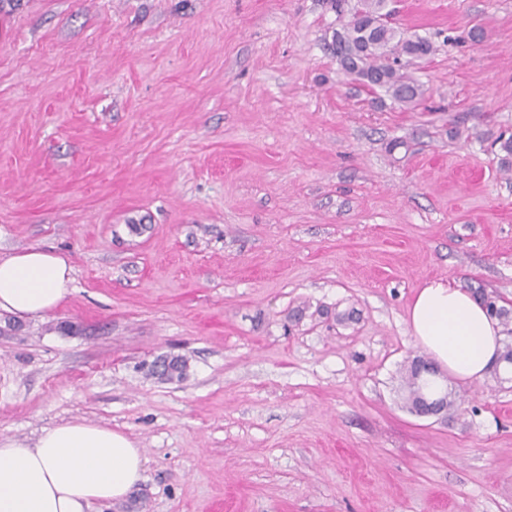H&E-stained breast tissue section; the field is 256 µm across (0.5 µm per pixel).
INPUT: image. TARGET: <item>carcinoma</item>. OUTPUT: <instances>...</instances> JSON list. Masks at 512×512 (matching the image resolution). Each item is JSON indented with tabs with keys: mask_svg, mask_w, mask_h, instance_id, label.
<instances>
[{
	"mask_svg": "<svg viewBox=\"0 0 512 512\" xmlns=\"http://www.w3.org/2000/svg\"><path fill=\"white\" fill-rule=\"evenodd\" d=\"M387 0H356L350 8V20L333 33L336 58L343 70L363 81L371 89H383L401 103H414L423 97L422 85L402 72L400 57L423 59L435 51L425 37L407 35L389 21ZM477 297L488 312L502 323L512 321V312L497 305L496 297L481 290ZM188 370L187 359L172 357L171 369L161 374L166 380L183 379ZM407 405L417 402L423 392L431 390V382L420 383L415 362L405 369Z\"/></svg>",
	"mask_w": 512,
	"mask_h": 512,
	"instance_id": "carcinoma-1",
	"label": "carcinoma"
}]
</instances>
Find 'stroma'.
Listing matches in <instances>:
<instances>
[{"label":"stroma","mask_w":512,"mask_h":512,"mask_svg":"<svg viewBox=\"0 0 512 512\" xmlns=\"http://www.w3.org/2000/svg\"><path fill=\"white\" fill-rule=\"evenodd\" d=\"M393 8L414 104L342 69L330 0H0V256L73 267L0 311V437L132 439L94 512H512V364L439 419L401 381L425 282L512 309V0ZM72 273L66 257L37 247L0 257V310L31 319L57 309L70 293Z\"/></svg>","instance_id":"obj_1"}]
</instances>
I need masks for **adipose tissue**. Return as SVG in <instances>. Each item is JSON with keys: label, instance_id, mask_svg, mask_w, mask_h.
Listing matches in <instances>:
<instances>
[{"label": "adipose tissue", "instance_id": "ef3b65f1", "mask_svg": "<svg viewBox=\"0 0 512 512\" xmlns=\"http://www.w3.org/2000/svg\"><path fill=\"white\" fill-rule=\"evenodd\" d=\"M72 273L66 257L37 247L0 257V310L31 319L57 309ZM407 322L418 344L461 382L483 379L502 350L499 321L442 281L418 290ZM143 465L134 441L102 425L60 424L31 446L0 438V512H91L125 499Z\"/></svg>", "mask_w": 512, "mask_h": 512}]
</instances>
